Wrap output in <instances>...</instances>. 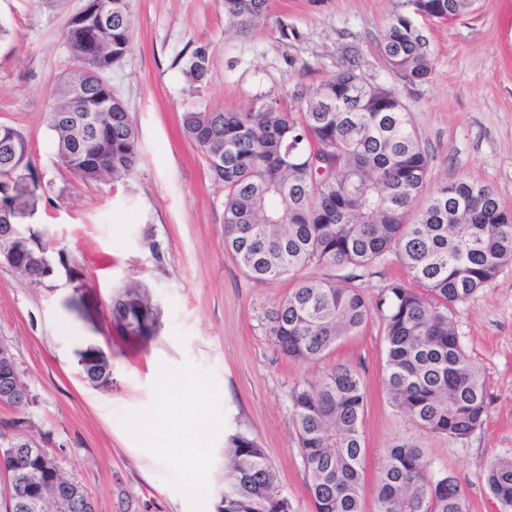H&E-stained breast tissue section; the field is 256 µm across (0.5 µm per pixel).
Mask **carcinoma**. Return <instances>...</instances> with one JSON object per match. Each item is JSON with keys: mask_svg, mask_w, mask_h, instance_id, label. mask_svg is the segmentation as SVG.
<instances>
[{"mask_svg": "<svg viewBox=\"0 0 512 512\" xmlns=\"http://www.w3.org/2000/svg\"><path fill=\"white\" fill-rule=\"evenodd\" d=\"M473 2L402 0L403 10L386 27L388 65L409 79H426L433 52L415 12L458 16ZM267 11L268 0H224L225 17L241 29ZM131 33V0H112V21L105 23L89 6L64 32L81 67L59 78L48 120L61 164L87 184L124 180L138 161L129 113L116 106L108 85L83 78L86 68L105 76L120 67ZM180 62L190 83L207 80V46L195 45ZM86 115L97 120L88 142L78 124ZM182 127L224 188V245L250 278L294 276L313 264L352 270L341 282L298 280L269 315L271 345L294 361L316 362L376 315L383 322L392 406L428 434L462 440L481 428L488 412L481 373L449 312L512 264V213L493 191L469 180L445 185L414 222H406L428 182L429 158L399 98L364 82L352 66L304 95L298 113L271 104L246 111L217 107L184 113ZM5 141L11 148L0 147V201L21 193L23 185L32 187L26 210L10 216L21 225L36 214L41 182L26 137L0 125V144ZM392 253L421 290L394 280L372 307L358 280ZM109 312L112 328L128 343L143 345L156 333L159 310L140 284L120 289ZM85 381L109 386V361H95ZM290 401L313 512H363L367 400L359 373L339 365L315 384L295 385ZM225 458L217 512H294L255 439L229 436ZM51 463L57 471L45 485L47 495L66 484L84 492L56 457ZM39 469L36 459L0 460V471L9 476ZM485 481L502 512H512V456L494 458ZM375 512H469V506L454 478L431 473L421 448L402 443L389 451L380 472Z\"/></svg>", "mask_w": 512, "mask_h": 512, "instance_id": "carcinoma-1", "label": "carcinoma"}]
</instances>
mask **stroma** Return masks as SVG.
<instances>
[{
	"label": "stroma",
	"instance_id": "obj_1",
	"mask_svg": "<svg viewBox=\"0 0 512 512\" xmlns=\"http://www.w3.org/2000/svg\"><path fill=\"white\" fill-rule=\"evenodd\" d=\"M86 0H0V124L20 130L45 197L32 220L52 251L85 275L91 306L70 307L65 274L37 284L0 265V344L10 347L33 398L31 434L58 456L96 512H217L224 441L245 434L265 449L295 512H311L295 384L334 366L356 368L367 405L363 512H375L389 448L420 445L432 472L454 477L470 512H500L485 482L490 461L512 455V265L452 314L489 399L484 425L463 440L424 433L391 407L383 327L372 318L325 358L298 363L267 336L268 315L296 279H250L224 249V191L182 132L188 111L247 110L275 102L298 111L299 92L356 62L370 83L392 89L430 159L423 197L459 180L488 186L512 211V9L479 0L449 23L428 24L433 71L394 73L382 55L400 0H268L265 20L230 27L223 0H132V44L109 74L138 134L139 159L121 182L84 184L60 165L47 114L59 76L73 67L63 40ZM204 43L211 70L191 86L182 50ZM130 281L160 311L146 346L119 339L108 304ZM109 356L112 385L80 378L79 353ZM199 482H192V474Z\"/></svg>",
	"mask_w": 512,
	"mask_h": 512
}]
</instances>
